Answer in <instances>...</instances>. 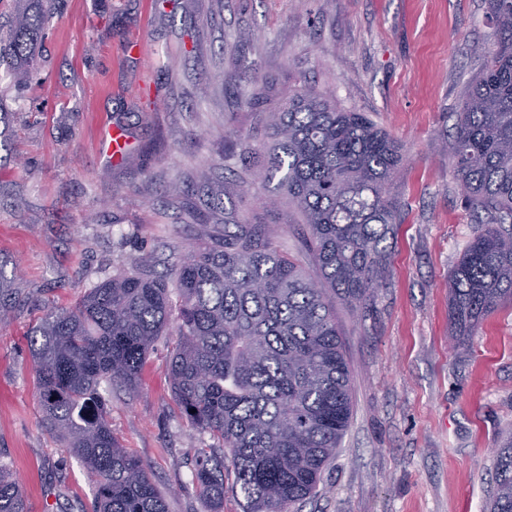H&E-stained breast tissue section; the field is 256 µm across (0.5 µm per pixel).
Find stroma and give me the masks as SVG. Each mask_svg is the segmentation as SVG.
Masks as SVG:
<instances>
[{"mask_svg":"<svg viewBox=\"0 0 512 512\" xmlns=\"http://www.w3.org/2000/svg\"><path fill=\"white\" fill-rule=\"evenodd\" d=\"M496 41L485 0H62L26 76L0 68V463L28 512H91L95 494L41 424L27 335L42 307L145 257L170 271L201 232L194 210L301 250L286 200L267 206L253 172L266 117L304 85L364 113L404 160L383 285L370 311L336 304L353 412L302 512H485L492 450L512 433V304L452 349L448 275L479 226L451 143ZM114 125L130 141L116 160L100 146ZM228 178L235 194L217 196ZM174 342H155L137 390L103 385L108 421L168 512H209L192 481L211 439L174 400Z\"/></svg>","mask_w":512,"mask_h":512,"instance_id":"35a3bbf8","label":"stroma"}]
</instances>
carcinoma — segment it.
Instances as JSON below:
<instances>
[{
	"mask_svg": "<svg viewBox=\"0 0 512 512\" xmlns=\"http://www.w3.org/2000/svg\"><path fill=\"white\" fill-rule=\"evenodd\" d=\"M0 35V63L35 56L59 0H22ZM495 48L455 113L453 167L482 225L448 278L449 336L464 347L482 322L512 302V0H486ZM273 139L259 172L278 180L306 255L319 275L254 224L203 232L170 273L136 262L71 308L43 307L29 334L46 430L67 445L95 485L93 512H167L143 463L112 438L103 382L130 390L154 343L176 325L169 375L185 418L218 445L198 450L195 492L223 512L224 484L247 512H299L319 492L352 415L349 368L336 301L374 298L400 219L398 142L361 112L309 87L272 113ZM487 512H512V433L494 454ZM0 512H28L0 465Z\"/></svg>",
	"mask_w": 512,
	"mask_h": 512,
	"instance_id": "cac0c4a2",
	"label": "carcinoma"
}]
</instances>
